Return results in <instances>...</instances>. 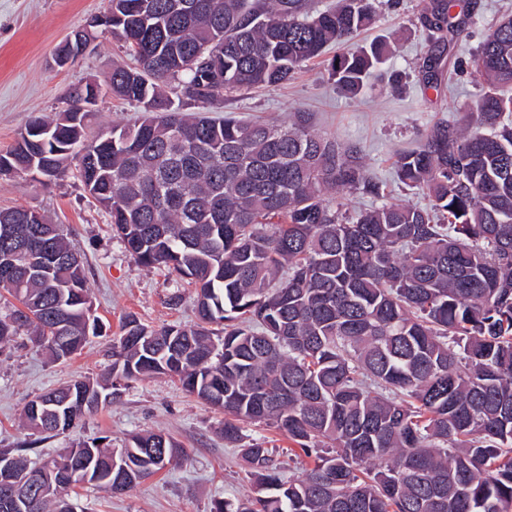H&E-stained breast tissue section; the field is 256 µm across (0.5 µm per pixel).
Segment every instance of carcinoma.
<instances>
[{"label": "carcinoma", "instance_id": "carcinoma-1", "mask_svg": "<svg viewBox=\"0 0 512 512\" xmlns=\"http://www.w3.org/2000/svg\"><path fill=\"white\" fill-rule=\"evenodd\" d=\"M112 30L135 64L112 68V94L140 108L137 121L86 133L88 112L64 106L33 117L0 175L75 177L110 216L133 259L194 288L198 322L151 329L133 317L112 345L102 380L74 379L39 399L66 418L45 423L27 403L23 424L66 432L108 403L115 379L168 375L224 410V441L254 482L245 501L212 512H512V16L473 56L484 90L462 121L438 123L399 153L397 179L431 208L385 203L354 214L336 193L380 195L361 150L291 122L213 119L187 109L286 81L332 44L336 89L361 93L390 54L385 40L357 43L374 0H336L312 14L307 0H107ZM474 22L460 0H427L434 35L424 86L449 66L442 47ZM175 96L168 94V88ZM0 259L34 254L50 233L61 258L75 253L40 211L0 210ZM8 312L0 348L24 332L53 359L99 336L83 261L39 262L0 280ZM222 326L214 332L210 325ZM272 427L311 460L284 479L274 449L244 442L243 428ZM326 440L331 448H322ZM33 442L0 451V498L22 473L43 488L18 511L68 512L69 473L112 472L123 493L184 458L162 433L113 448L77 441L42 466Z\"/></svg>", "mask_w": 512, "mask_h": 512}]
</instances>
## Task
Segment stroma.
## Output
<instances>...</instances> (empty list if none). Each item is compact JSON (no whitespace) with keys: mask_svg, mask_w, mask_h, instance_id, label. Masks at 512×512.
I'll return each mask as SVG.
<instances>
[{"mask_svg":"<svg viewBox=\"0 0 512 512\" xmlns=\"http://www.w3.org/2000/svg\"><path fill=\"white\" fill-rule=\"evenodd\" d=\"M476 2L478 19L454 49L455 56L464 60L476 52L496 22L512 16V0ZM422 5L423 0H381L375 23L359 36L363 42H390L385 69L398 75V87H391L384 76L358 95L340 94L328 76L326 58L321 57L279 86L218 97L207 105L208 115L229 113L244 120L281 123L295 112L311 113L316 132L363 150L371 176L384 190L380 198L345 196L348 211L385 200L426 205L423 195L398 182L396 156L416 146L428 127L458 119L483 85L479 77L465 72L441 81L437 88L424 89L419 64L432 42L419 21ZM104 6L105 0H0V151L14 144L31 115L59 112L70 88L128 61L120 43L100 36L74 64L63 68L55 64L59 43L87 26ZM138 115L134 104L105 92L93 108L90 131L101 132ZM14 206L44 211L81 252L87 286L106 333L90 338L79 354L58 362L24 335L0 348V449L28 438L21 415L35 396L72 379L101 377L112 362V340L125 317L154 329L196 321L192 288L177 287L166 270L135 262L114 234L108 215L74 174L51 181L0 176V209ZM177 292L182 300L171 304ZM117 386L120 395L111 405L86 415L73 430L39 441L32 461H47L78 439L89 442L105 436L119 448L130 434L145 432L170 435L184 449L185 458L120 494L93 485L81 488L79 495L88 512H210L214 502L252 496L253 484L237 449L224 441L222 411L163 375L121 380Z\"/></svg>","mask_w":512,"mask_h":512,"instance_id":"stroma-1","label":"stroma"}]
</instances>
